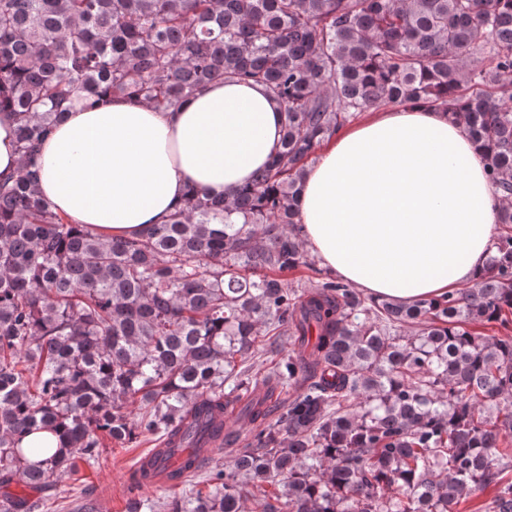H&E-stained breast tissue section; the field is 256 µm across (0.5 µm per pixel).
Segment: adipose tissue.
<instances>
[{
  "mask_svg": "<svg viewBox=\"0 0 512 512\" xmlns=\"http://www.w3.org/2000/svg\"><path fill=\"white\" fill-rule=\"evenodd\" d=\"M265 87L211 83L171 112L123 97L74 104L42 145V195L106 237L141 233L188 188L220 199L278 149ZM501 197L447 113L384 106L336 134L306 170L298 219L337 279L374 298L433 300L472 286L493 250Z\"/></svg>",
  "mask_w": 512,
  "mask_h": 512,
  "instance_id": "ef3b65f1",
  "label": "adipose tissue"
}]
</instances>
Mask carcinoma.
<instances>
[{
  "instance_id": "cac0c4a2",
  "label": "carcinoma",
  "mask_w": 512,
  "mask_h": 512,
  "mask_svg": "<svg viewBox=\"0 0 512 512\" xmlns=\"http://www.w3.org/2000/svg\"><path fill=\"white\" fill-rule=\"evenodd\" d=\"M238 80L281 102L283 134L228 197L190 190L106 239L41 194L70 102L169 110ZM385 105L448 112L501 195L484 276L438 300L368 297L297 231L317 149ZM0 112L21 157L0 174V512H47L103 440L146 436L193 450L184 483L245 443L166 512H454L488 487L482 512H512V0H0ZM285 343L257 396L251 361ZM43 429L52 454L21 447Z\"/></svg>"
}]
</instances>
